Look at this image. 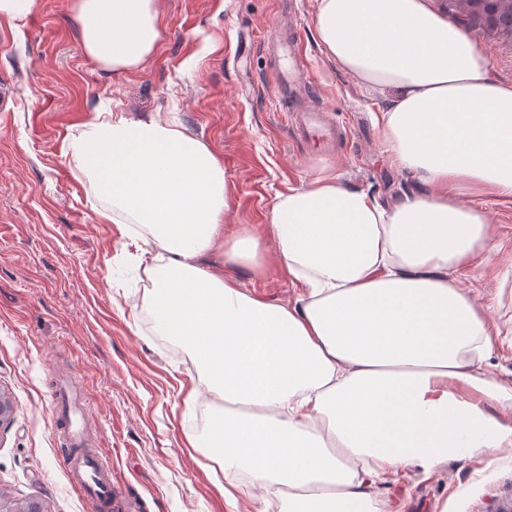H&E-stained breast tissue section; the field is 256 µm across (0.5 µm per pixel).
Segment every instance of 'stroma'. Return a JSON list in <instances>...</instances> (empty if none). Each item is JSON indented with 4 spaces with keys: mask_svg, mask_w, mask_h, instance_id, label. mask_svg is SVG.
Instances as JSON below:
<instances>
[{
    "mask_svg": "<svg viewBox=\"0 0 512 512\" xmlns=\"http://www.w3.org/2000/svg\"><path fill=\"white\" fill-rule=\"evenodd\" d=\"M72 0H38L27 19L0 20V389L15 412L0 426V492L43 512H88L65 466L69 450L54 416L67 375L84 392L90 449L111 470L119 500L137 512H278L253 497L252 477L208 470L186 447L183 399L199 383L187 348L157 335L146 310L151 287L120 225L98 223L89 179L62 154L87 112L109 105L159 112L206 142L224 164L228 224L265 236L272 206L309 180L335 177L397 201L416 177L390 161L376 118L384 95L368 93L322 50L314 0H292L312 105L349 127L335 142L302 139L276 89L268 44L280 0H158L156 48L144 67L104 72L85 55ZM466 32L512 83V36L472 21ZM494 246L455 273L499 333L487 380L512 383V203L488 200ZM272 302L294 300L283 271L234 270ZM229 479L234 501L216 482ZM402 512H512V447L409 471Z\"/></svg>",
    "mask_w": 512,
    "mask_h": 512,
    "instance_id": "35a3bbf8",
    "label": "stroma"
}]
</instances>
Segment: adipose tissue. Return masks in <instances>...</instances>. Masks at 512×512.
<instances>
[{
  "label": "adipose tissue",
  "instance_id": "ef3b65f1",
  "mask_svg": "<svg viewBox=\"0 0 512 512\" xmlns=\"http://www.w3.org/2000/svg\"><path fill=\"white\" fill-rule=\"evenodd\" d=\"M326 55L363 88L392 91L377 119L391 162L423 193L382 203L317 178L269 216L273 260L298 293L281 304L201 268L265 272L249 228L224 232V166L161 113L92 110L64 152L90 178L103 224L145 244L148 312L185 345L208 395L206 434H186L224 474L276 489L279 512H372L370 488L409 468L512 447L491 406L512 386L478 371L497 350L482 310L452 278L492 237L477 187L512 200V83L428 0H315ZM85 54L140 69L159 39L156 0H74Z\"/></svg>",
  "mask_w": 512,
  "mask_h": 512
}]
</instances>
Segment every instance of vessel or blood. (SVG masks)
I'll list each match as a JSON object with an SVG mask.
<instances>
[{
    "mask_svg": "<svg viewBox=\"0 0 512 512\" xmlns=\"http://www.w3.org/2000/svg\"><path fill=\"white\" fill-rule=\"evenodd\" d=\"M296 30H289L279 45L282 62L279 66L278 91L281 97H291L301 86V73L297 65L294 41ZM288 118L306 137L312 139H340L348 129L341 125L325 123L323 117L312 110L291 109ZM83 399L76 385H60L56 388V405L59 418L64 423L69 445L74 453L67 465L74 476L80 494L92 505V512H102L116 496L112 474L106 471L101 459L86 449V433L82 424Z\"/></svg>",
    "mask_w": 512,
    "mask_h": 512,
    "instance_id": "1",
    "label": "vessel or blood"
}]
</instances>
